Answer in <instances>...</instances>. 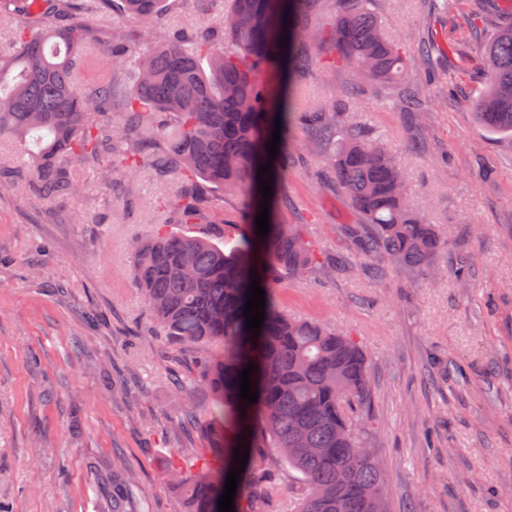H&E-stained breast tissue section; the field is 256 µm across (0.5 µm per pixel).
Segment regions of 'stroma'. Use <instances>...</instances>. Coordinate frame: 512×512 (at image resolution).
<instances>
[{
    "label": "stroma",
    "mask_w": 512,
    "mask_h": 512,
    "mask_svg": "<svg viewBox=\"0 0 512 512\" xmlns=\"http://www.w3.org/2000/svg\"><path fill=\"white\" fill-rule=\"evenodd\" d=\"M445 4L433 13L428 0H377L385 34L412 58L398 84L367 83L352 117L390 148L413 208L448 240L440 264L468 261L469 277L393 265L375 282L318 268L273 295L288 317L336 327L366 350L389 512H512V140L490 135L472 105L494 26L474 37L462 17L476 0ZM428 35L455 99L419 85L415 53ZM348 82L316 58L295 91L315 107ZM417 87L426 106L405 111L401 94ZM320 165L305 156L282 174L288 204L276 219L303 225L320 257H349L345 227L359 216L319 181ZM180 182L143 170L105 186L90 172L72 199L0 195V512H112L116 468L134 476L135 512H181L166 471L173 459L203 464V435L186 436L179 421L210 412L196 381L205 353L153 330L130 249L168 221ZM249 201L228 191L222 206L204 202L197 234L223 241L222 216ZM175 375L191 379L185 395Z\"/></svg>",
    "instance_id": "35a3bbf8"
}]
</instances>
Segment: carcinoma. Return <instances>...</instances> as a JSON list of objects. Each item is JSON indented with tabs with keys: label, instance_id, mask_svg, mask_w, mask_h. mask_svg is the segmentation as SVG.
Here are the masks:
<instances>
[{
	"label": "carcinoma",
	"instance_id": "obj_1",
	"mask_svg": "<svg viewBox=\"0 0 512 512\" xmlns=\"http://www.w3.org/2000/svg\"><path fill=\"white\" fill-rule=\"evenodd\" d=\"M120 2L131 25L100 38L72 17L73 0H0V25L10 32L0 49V138L22 154L34 136L38 147L25 166L0 159L1 191L28 185L55 200L76 195L87 169L106 184L141 168L174 172L182 184L168 202L172 223L194 224L199 182L212 192H251L260 159L287 170L292 131L306 128L316 147H330L325 171L361 216L347 225L355 250L374 258L361 274L379 280L391 264L445 273L436 260L448 241L412 209L385 144L350 119L356 89L395 82L407 67L406 48L384 35L374 0H340L331 19L318 15L322 0H230L227 12L224 0H190L209 25L167 34L153 32L166 0ZM52 16L58 24L41 27ZM317 52L352 80L342 95L308 110L294 80ZM486 53L477 119L512 138V24L497 29ZM131 59L138 78L127 90ZM277 116L279 152L271 159ZM260 212L251 207L224 220L236 240L227 252L207 237L167 230L133 243L134 276L153 326L175 345L223 348L200 379L212 395L207 450L222 463L191 474L174 461L169 480L187 512H219L237 448L248 460L234 512H254L255 496L279 502L270 454L298 473L288 512H388L382 462L366 455L373 429L365 418L366 355L352 338L279 309L269 281L306 278L318 256L299 224L271 222L266 236L257 235ZM254 276L265 292L256 337L244 312ZM250 363L252 404L240 398ZM367 487L377 491L375 507L366 503Z\"/></svg>",
	"mask_w": 512,
	"mask_h": 512
}]
</instances>
